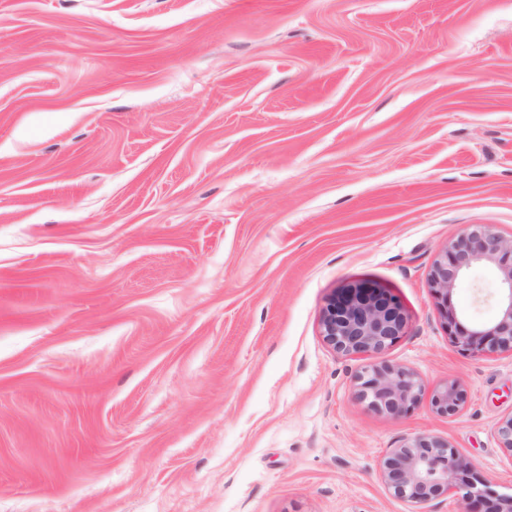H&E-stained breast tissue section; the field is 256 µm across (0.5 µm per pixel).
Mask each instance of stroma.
Here are the masks:
<instances>
[{"instance_id":"35a3bbf8","label":"stroma","mask_w":512,"mask_h":512,"mask_svg":"<svg viewBox=\"0 0 512 512\" xmlns=\"http://www.w3.org/2000/svg\"><path fill=\"white\" fill-rule=\"evenodd\" d=\"M471 224L512 237V0H0V512H462L383 485L419 434L512 494V354L429 289ZM359 281L459 414L356 397L320 315ZM466 401V390L456 383H449L435 389L429 397V403L433 411L448 417L458 414Z\"/></svg>"}]
</instances>
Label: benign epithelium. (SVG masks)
<instances>
[{"label": "benign epithelium", "instance_id": "1", "mask_svg": "<svg viewBox=\"0 0 512 512\" xmlns=\"http://www.w3.org/2000/svg\"><path fill=\"white\" fill-rule=\"evenodd\" d=\"M483 263L494 267L507 294L494 324L468 328L460 321L451 294L463 270ZM429 288L457 347L467 352H512V239L484 224L472 225L434 260ZM406 324L399 297L373 282L338 289L323 308L321 336L328 346L343 356L376 358L354 379L357 397L375 412L402 415L424 395L413 371L377 360L401 339ZM466 401V390L456 383L434 390L429 397L433 411L448 417L458 414ZM380 477L389 493L414 504L454 496L464 512H512V494L492 489L477 466L444 438L416 435L389 449L381 461Z\"/></svg>", "mask_w": 512, "mask_h": 512}]
</instances>
